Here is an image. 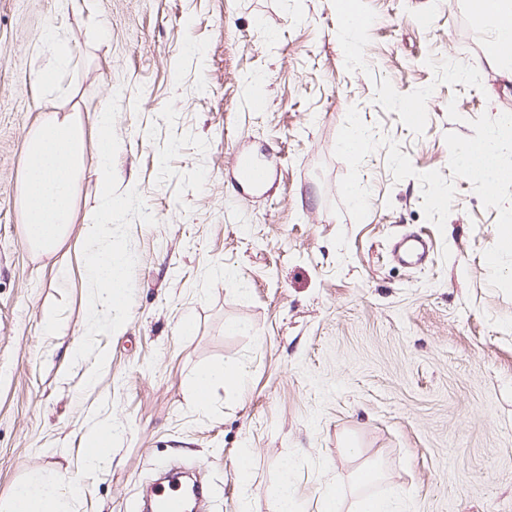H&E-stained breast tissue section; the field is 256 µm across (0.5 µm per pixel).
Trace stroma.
I'll use <instances>...</instances> for the list:
<instances>
[{
  "label": "stroma",
  "instance_id": "1",
  "mask_svg": "<svg viewBox=\"0 0 512 512\" xmlns=\"http://www.w3.org/2000/svg\"><path fill=\"white\" fill-rule=\"evenodd\" d=\"M360 9L353 35L335 0H0V498L40 474L72 481L74 512H137L169 460L214 485L207 512H274L284 477L299 512L335 485L350 500L399 488L407 512H512V253L486 264L512 181L490 188L452 161L512 118V75L467 0ZM50 25L73 56L51 86ZM49 100L90 141L93 114L112 111V242L135 261L113 333L80 279L54 278L79 271L78 232L49 258L25 243L20 161ZM355 123L371 146L353 156L340 141ZM240 149L271 159L264 188L236 179ZM411 234L431 244L416 268L391 256ZM224 361L247 364L242 392L196 409L189 377ZM95 419L123 431L86 472ZM374 461L380 478L358 488Z\"/></svg>",
  "mask_w": 512,
  "mask_h": 512
}]
</instances>
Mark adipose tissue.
I'll list each match as a JSON object with an SVG mask.
<instances>
[{"mask_svg": "<svg viewBox=\"0 0 512 512\" xmlns=\"http://www.w3.org/2000/svg\"><path fill=\"white\" fill-rule=\"evenodd\" d=\"M476 15L492 29V59L502 70L512 71V0H475ZM98 130L96 157L100 204L82 226L86 244L84 281L95 289L96 305L110 314L109 328L122 327L129 296L133 257L114 246L107 228L119 199L112 193V113L102 108L95 116ZM501 130L491 127L463 146L455 155L457 165L487 186L512 180V166L501 161L497 145ZM86 153L85 129L75 114L56 112L46 104L38 122L29 130L22 158L23 177L19 206L25 241L38 256L53 255L66 241L74 222L76 191ZM248 368L242 363L209 365L199 369L190 381L198 406H207L215 386L236 392L243 386ZM117 425L100 422L85 436L83 469L95 471L112 460V443L119 435ZM77 494L74 485L39 476L17 485L0 500V512H69V501Z\"/></svg>", "mask_w": 512, "mask_h": 512, "instance_id": "obj_1", "label": "adipose tissue"}]
</instances>
